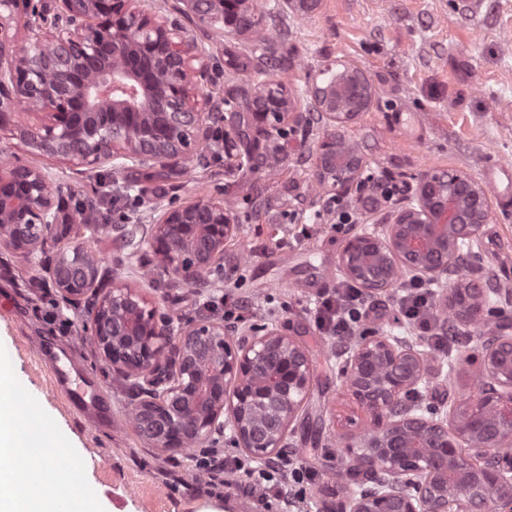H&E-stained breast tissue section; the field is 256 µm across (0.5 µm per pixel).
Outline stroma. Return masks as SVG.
I'll use <instances>...</instances> for the list:
<instances>
[{"instance_id": "1", "label": "stroma", "mask_w": 512, "mask_h": 512, "mask_svg": "<svg viewBox=\"0 0 512 512\" xmlns=\"http://www.w3.org/2000/svg\"><path fill=\"white\" fill-rule=\"evenodd\" d=\"M263 27L278 54L291 66L280 70L276 57L257 61L254 33L226 36L216 26L186 22L189 37L207 52L208 71L196 91L212 98L216 124L232 132V147L209 143L204 158L157 177L142 168L133 174H88L29 152L19 130L38 116L17 111L0 125V160L19 157L49 172L63 202L59 221L71 223L76 208L93 202L94 223L85 225L84 245L100 258L96 286L128 281L174 320L223 318V299L242 301L250 311L237 333L264 324L302 342L315 384L288 437V453L313 468L307 512H336V485L330 472L342 456L349 427L369 418L347 395L343 353L308 313L311 294L301 282L322 277L323 289L337 279L325 276L338 265L347 238L383 228L394 207L361 202L348 192L359 213L343 230L325 223L328 191L310 172L328 132L326 122L296 128L288 137L256 139L251 113L225 111L224 100L252 88L253 68L263 64L288 90L303 89L328 62L361 70L374 89L369 112L344 128L345 140L365 158L373 174L403 183L400 205L413 200L419 178L448 168L479 175L485 165L512 163V0H318L311 13L287 8ZM278 157L276 171L264 158ZM223 201L238 226L224 247L222 276L193 286L165 275L149 251L130 253L113 227L151 229L161 210L198 199ZM310 224L308 237L296 223ZM475 258L458 270L486 289L512 287V214L494 213L475 243ZM55 250L26 258L0 247V349L7 350L15 376L38 395L49 438L65 435L90 466L76 473L89 490L100 491L107 512H198L217 502L223 512H280L241 487H211L193 471L191 456L152 448L134 431L128 410L132 391L100 358L85 326L95 301L87 295L67 303L49 268ZM395 288L372 296L379 313L373 328L404 344L415 339L394 307ZM65 353L73 374L88 378L110 402L108 415L77 411L52 384L42 347ZM428 372L419 387L425 403L450 408L481 384L478 335L462 339L453 359L426 354Z\"/></svg>"}]
</instances>
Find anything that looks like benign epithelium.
Listing matches in <instances>:
<instances>
[{
  "mask_svg": "<svg viewBox=\"0 0 512 512\" xmlns=\"http://www.w3.org/2000/svg\"><path fill=\"white\" fill-rule=\"evenodd\" d=\"M22 0H0V125L24 107L41 116L19 130L33 153L88 172L121 171L150 162L190 159L214 113L192 95L206 72L205 55L186 39L178 19L146 12L136 0H49V26L26 24ZM182 14L203 16L239 34L258 17L247 0H182ZM367 77L345 65L326 68L304 93L288 96L280 83L258 84L251 102L257 138L286 117L307 120L306 100L332 129L320 143L314 175L346 192L366 167L342 128L369 110ZM58 194L45 171L10 160L0 164V245L26 258L57 238ZM484 189L456 169L428 174L416 202L394 211L385 233L350 237L339 265L371 294L404 270L436 279L454 267L460 243L474 242L490 223ZM238 227L224 202L198 199L165 209L146 246L169 277L186 284L221 270L224 245ZM98 258L79 239L60 249L51 276L62 297L77 302L95 290ZM490 296L457 281L448 311L462 326L488 317ZM100 357L116 377L138 388L136 433L163 452H185L201 440L224 438L267 458L285 446L313 385L306 350L291 336L257 328L232 338L224 322L199 319L163 328L156 306L137 289L115 283L89 316ZM420 353L388 336L364 337L348 368V392L370 415V426L348 434L350 467L376 480L368 494H352L339 512H496L512 503V471L477 460L512 447V336L507 329L482 345V382L474 399H459L444 417H427L406 403L425 374Z\"/></svg>",
  "mask_w": 512,
  "mask_h": 512,
  "instance_id": "obj_1",
  "label": "benign epithelium"
}]
</instances>
